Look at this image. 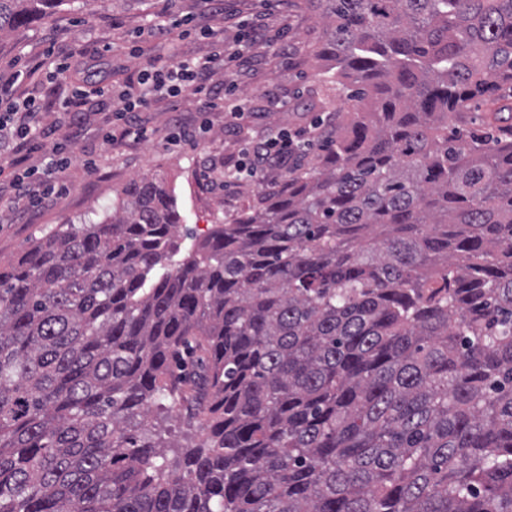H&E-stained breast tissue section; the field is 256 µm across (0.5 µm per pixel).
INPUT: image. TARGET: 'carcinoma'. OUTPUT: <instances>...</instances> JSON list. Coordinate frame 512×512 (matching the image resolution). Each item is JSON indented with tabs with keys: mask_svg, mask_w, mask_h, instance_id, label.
Segmentation results:
<instances>
[{
	"mask_svg": "<svg viewBox=\"0 0 512 512\" xmlns=\"http://www.w3.org/2000/svg\"><path fill=\"white\" fill-rule=\"evenodd\" d=\"M307 2L314 166L183 260L146 174L0 263V512H512V0Z\"/></svg>",
	"mask_w": 512,
	"mask_h": 512,
	"instance_id": "carcinoma-1",
	"label": "carcinoma"
}]
</instances>
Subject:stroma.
Returning <instances> with one entry per match:
<instances>
[{
	"label": "stroma",
	"mask_w": 512,
	"mask_h": 512,
	"mask_svg": "<svg viewBox=\"0 0 512 512\" xmlns=\"http://www.w3.org/2000/svg\"><path fill=\"white\" fill-rule=\"evenodd\" d=\"M252 13L264 17L271 36L287 34L297 47L291 55L266 50L244 62L237 95L247 110L259 113L258 121L233 130L225 127L223 113L201 119L202 95L187 92L143 113L145 138L104 141L121 86L173 56L210 54L217 37L233 34L237 21ZM160 15L173 23L171 36L148 35L149 22ZM206 29L211 37H203ZM322 29L319 12L305 0H95L90 9L72 0L47 21L1 40L0 75L19 79L0 95V113L11 98L34 99L42 137L20 167L0 175V262L67 222L102 218L138 175L157 173L173 185L183 219L180 236L203 235L234 215L252 199L255 180L225 187V166L268 128L293 133L314 118L305 106L324 65L312 53ZM50 51L67 63L64 74L41 68ZM75 88L89 94V111L77 126L58 109ZM272 98L286 101V108L269 111ZM55 141L66 142L67 163L49 177L45 146Z\"/></svg>",
	"instance_id": "35a3bbf8"
}]
</instances>
